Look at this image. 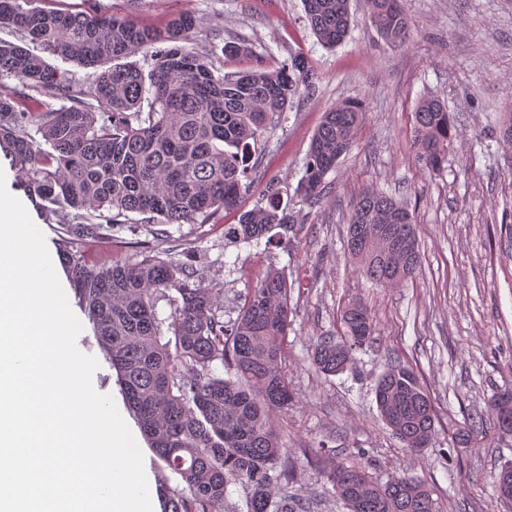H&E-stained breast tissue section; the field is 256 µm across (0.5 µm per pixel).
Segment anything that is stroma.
Instances as JSON below:
<instances>
[{
  "label": "stroma",
  "mask_w": 512,
  "mask_h": 512,
  "mask_svg": "<svg viewBox=\"0 0 512 512\" xmlns=\"http://www.w3.org/2000/svg\"><path fill=\"white\" fill-rule=\"evenodd\" d=\"M411 36L385 42L368 21L367 0H352L355 26L335 48L318 43L301 0H98L97 7L134 23L162 27L175 15L193 14L191 42L215 35L217 44L243 41L251 56L220 57L226 72L251 67L255 57L279 68L304 55L318 73L314 89L300 91L272 132L263 134L250 161L244 209L259 204L270 182L299 222L288 242L229 244L219 224H174L175 254L187 272L224 290V316L268 268L285 274L292 289L286 370L293 407L277 423L297 460L294 487L315 497L314 512H344L327 490L324 473L357 465L380 481L408 474L431 490L443 512H512L500 501L493 475L512 462V437L493 428L475 434L469 447L452 438L472 414L486 412L498 389L512 386V147L498 129L512 111V0H402ZM444 102L454 118V148L442 169L414 160L413 109L423 97ZM359 99L365 122L351 153L326 176L314 204L295 193L303 161L324 112ZM8 192L23 200L43 232L69 306L82 324L77 346L97 359L92 383L111 396L144 456L152 505L158 469L136 420L126 408L117 375L74 296L57 249V225L27 201L8 160L0 156ZM414 210L421 268L413 279L379 288L361 275L344 248L353 199L369 187ZM352 301L374 314V341L353 367L326 377L310 363V340L340 335V313ZM418 372L437 411L427 448L411 454L379 418L373 388L391 361ZM326 441L323 456L316 445Z\"/></svg>",
  "instance_id": "obj_1"
}]
</instances>
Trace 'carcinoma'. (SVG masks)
Instances as JSON below:
<instances>
[{
	"label": "carcinoma",
	"instance_id": "obj_1",
	"mask_svg": "<svg viewBox=\"0 0 512 512\" xmlns=\"http://www.w3.org/2000/svg\"><path fill=\"white\" fill-rule=\"evenodd\" d=\"M32 0H0V26L23 31L43 49L95 73L85 91L56 72L44 57L0 42V153L26 195L49 203L62 235L58 247L78 302L117 373L120 390L140 430L179 479L159 483L163 512H226L231 485L246 491V512H308L310 499L293 491L295 461L275 416L293 404L285 371L289 289L269 272L239 296L234 319L224 320L222 288L186 273L155 242L172 224L217 222L242 208L255 144L274 127L299 86L316 73L303 56L271 69L259 63L220 74L217 45L186 46L196 26L190 13L157 30L95 9L49 11ZM351 0H303L306 19L327 47L351 30ZM370 20L390 43H403L409 20L402 0H368ZM145 52L149 78L118 60ZM18 84L9 88L3 79ZM150 100L143 111L144 100ZM63 105L56 108L53 102ZM364 109L357 100L325 112L312 138L296 193L315 203L326 175L359 135ZM453 120L437 98L414 111L416 159L440 170L453 143ZM140 216V223L131 215ZM135 259H107L94 266L87 250L112 239V230L138 233ZM297 223L283 207L279 188L224 225L232 242L281 243ZM347 250L358 269L380 288L401 284L419 268L415 217L378 190L351 203ZM169 297L173 312L158 317L156 302ZM342 336H318L312 362L326 376L345 372L357 351L373 342V317L358 303L341 316ZM222 364L227 377L215 374ZM380 415L403 446L420 449L436 420L430 394L417 371L394 363L375 389ZM327 480L348 512H439L432 493L411 477L380 483L357 467H338Z\"/></svg>",
	"mask_w": 512,
	"mask_h": 512
}]
</instances>
